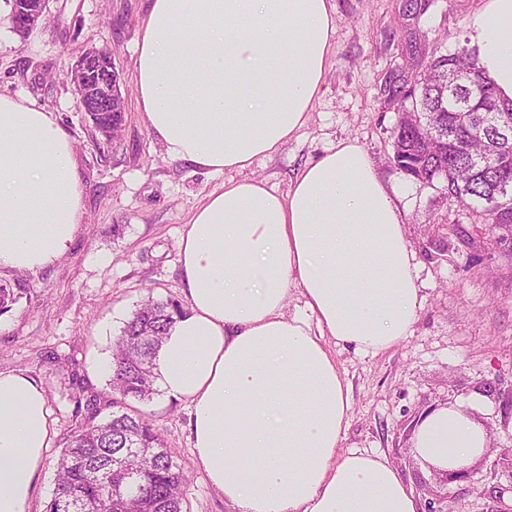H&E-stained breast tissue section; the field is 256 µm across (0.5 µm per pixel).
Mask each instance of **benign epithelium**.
<instances>
[{
  "instance_id": "7a95c632",
  "label": "benign epithelium",
  "mask_w": 512,
  "mask_h": 512,
  "mask_svg": "<svg viewBox=\"0 0 512 512\" xmlns=\"http://www.w3.org/2000/svg\"><path fill=\"white\" fill-rule=\"evenodd\" d=\"M49 0H11L12 19L17 30L31 31L46 10ZM75 89L81 111L92 117L112 113V138L122 127L125 100L120 89V74L111 53L104 48L86 50L65 72Z\"/></svg>"
}]
</instances>
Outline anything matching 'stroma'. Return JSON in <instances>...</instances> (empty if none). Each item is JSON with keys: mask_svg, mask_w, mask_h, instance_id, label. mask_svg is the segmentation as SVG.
Wrapping results in <instances>:
<instances>
[{"mask_svg": "<svg viewBox=\"0 0 512 512\" xmlns=\"http://www.w3.org/2000/svg\"><path fill=\"white\" fill-rule=\"evenodd\" d=\"M336 33L324 90L311 118L273 157L255 161L252 175L283 192L307 161L336 141L355 138L396 188L416 254L423 310L413 332L372 356L337 350L351 388L346 449L384 454L417 496L439 495L448 512H495L499 488L512 478L479 460L466 482L447 483L412 451L423 414L463 406L498 447H512V251L482 230L481 207L448 198L389 163L390 133L399 119L385 102L384 82L410 62V38L438 40L452 52L468 43L466 25L485 0H435L421 21L399 17L400 0H333ZM150 0H50L39 24L22 34L0 0V93L54 112L75 146L83 190L81 219L69 250L37 273L0 272L14 300L0 312V371L21 370L40 384L52 439L36 480L31 512H45L55 464L77 422L71 391L97 396L112 411L109 362L118 336L146 296L184 302L177 240L198 204L224 182L193 165L168 159L150 135L135 95L134 56ZM107 48L121 75L125 123L107 140L77 105L64 77L87 49ZM448 225L437 251L427 229ZM186 476L185 512H232L195 465L185 403L155 395L141 403Z\"/></svg>", "mask_w": 512, "mask_h": 512, "instance_id": "35a3bbf8", "label": "stroma"}]
</instances>
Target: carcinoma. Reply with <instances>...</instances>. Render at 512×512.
<instances>
[{"label":"carcinoma","instance_id":"1","mask_svg":"<svg viewBox=\"0 0 512 512\" xmlns=\"http://www.w3.org/2000/svg\"><path fill=\"white\" fill-rule=\"evenodd\" d=\"M421 0H404L401 18L419 20ZM422 69L396 74L386 87L387 101L434 116L422 127L403 117L391 138L397 150L390 162L405 176L427 186L441 185L444 195L482 204L485 231L512 249V101L498 96L479 66L478 52L467 46L441 54L437 44L422 51ZM471 73L483 91L469 96L449 83L448 72ZM182 312L172 300L147 298L112 342L109 386L116 410L103 424L97 399H76L75 416L83 423L65 439L56 463V482L47 512H183V468L173 460L148 419L127 400L156 394L155 357L163 336Z\"/></svg>","mask_w":512,"mask_h":512}]
</instances>
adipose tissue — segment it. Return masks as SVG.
I'll list each match as a JSON object with an SVG mask.
<instances>
[{"label": "adipose tissue", "mask_w": 512, "mask_h": 512, "mask_svg": "<svg viewBox=\"0 0 512 512\" xmlns=\"http://www.w3.org/2000/svg\"><path fill=\"white\" fill-rule=\"evenodd\" d=\"M336 32L331 0H151L135 48L148 131L171 159L232 177L177 242L189 302L156 358L187 403L196 466L235 512H420L385 456L342 451L361 356L409 336L423 307L393 189L358 140L305 164L287 192L250 175L307 124ZM479 65L512 99V0L468 23ZM81 188L71 139L36 102L0 94V268L38 272L74 239ZM302 311H286L290 290ZM52 428L43 389L0 371V512H29ZM491 445L462 408L419 421L413 451L466 470Z\"/></svg>", "instance_id": "ef3b65f1"}]
</instances>
